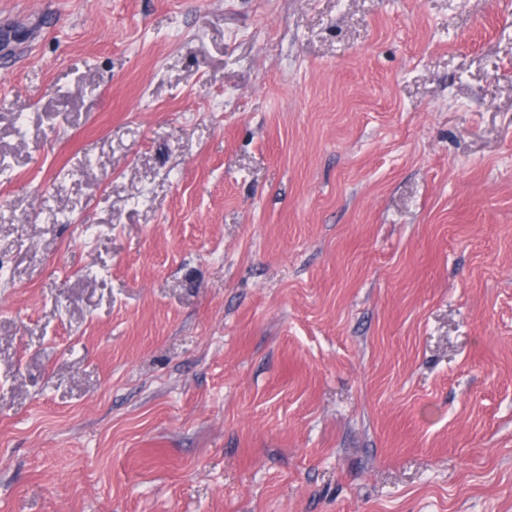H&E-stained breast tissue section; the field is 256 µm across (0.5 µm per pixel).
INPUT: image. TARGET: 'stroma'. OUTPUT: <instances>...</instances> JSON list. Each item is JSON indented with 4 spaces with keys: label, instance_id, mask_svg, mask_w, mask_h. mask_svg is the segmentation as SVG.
I'll return each mask as SVG.
<instances>
[{
    "label": "stroma",
    "instance_id": "35a3bbf8",
    "mask_svg": "<svg viewBox=\"0 0 512 512\" xmlns=\"http://www.w3.org/2000/svg\"><path fill=\"white\" fill-rule=\"evenodd\" d=\"M1 161L0 512H512V0H0Z\"/></svg>",
    "mask_w": 512,
    "mask_h": 512
}]
</instances>
